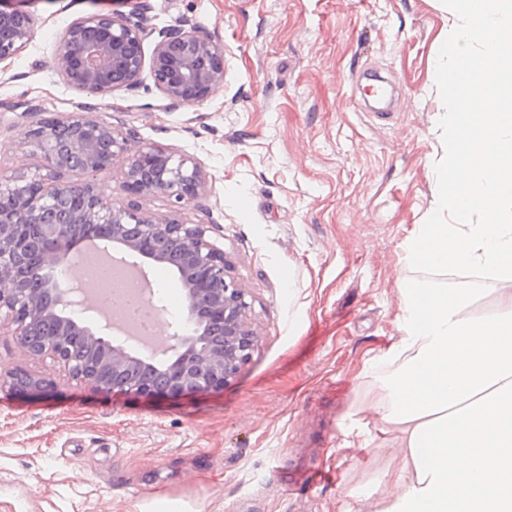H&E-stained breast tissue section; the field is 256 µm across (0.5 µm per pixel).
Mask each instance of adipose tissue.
I'll return each instance as SVG.
<instances>
[{
	"instance_id": "adipose-tissue-1",
	"label": "adipose tissue",
	"mask_w": 512,
	"mask_h": 512,
	"mask_svg": "<svg viewBox=\"0 0 512 512\" xmlns=\"http://www.w3.org/2000/svg\"><path fill=\"white\" fill-rule=\"evenodd\" d=\"M459 14L438 74L470 77L448 87L439 201L405 261L466 278L403 289L393 370L368 400L400 447L385 512H512V0H461Z\"/></svg>"
}]
</instances>
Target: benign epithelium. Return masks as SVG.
Returning <instances> with one entry per match:
<instances>
[{"mask_svg":"<svg viewBox=\"0 0 512 512\" xmlns=\"http://www.w3.org/2000/svg\"><path fill=\"white\" fill-rule=\"evenodd\" d=\"M41 18L0 5V64L31 43ZM153 39L150 57L144 43ZM71 88L103 99L141 83L149 69L156 89L172 102L193 105L224 82V49L188 22L144 27L117 11L90 13L65 29L54 59ZM38 150L43 172L0 177V324L31 356L49 357L69 374L103 393L180 397L224 387L248 360L257 341L249 322L247 293L230 275L224 251L212 243L208 225L159 219L143 202L164 194L181 208L206 192L208 181L190 158L155 146H131L127 136L88 112H56L26 131L21 154ZM121 163V190L134 200L119 204L89 183L63 179L69 171L87 175ZM107 238L123 253L173 264L183 287V312L169 347L143 359L112 342L106 330L87 325L93 307L84 288L54 282L80 244ZM50 384L22 371L0 377L11 393H45Z\"/></svg>","mask_w":512,"mask_h":512,"instance_id":"7a95c632","label":"benign epithelium"}]
</instances>
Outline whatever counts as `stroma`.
I'll list each match as a JSON object with an SVG mask.
<instances>
[{
    "label": "stroma",
    "instance_id": "1",
    "mask_svg": "<svg viewBox=\"0 0 512 512\" xmlns=\"http://www.w3.org/2000/svg\"><path fill=\"white\" fill-rule=\"evenodd\" d=\"M112 0H35L43 24L0 70V176L35 173L28 126L90 112L193 159L208 189L159 218L210 228L248 293L257 344L224 389L182 399L105 395L28 356L0 328V376L50 381L0 390V512H374L397 447L362 377L399 335L404 283L455 281L409 267L405 243L436 207L447 110L435 70L454 0H121L146 27L189 20L224 48V82L197 105L164 100L150 75L112 98L68 87L54 68L67 25ZM400 90L380 119L355 82ZM157 319L178 321V275L145 265ZM368 482L360 496L355 486ZM50 384L42 378H35L22 371L10 374L6 379L0 376V389L16 394L45 393Z\"/></svg>",
    "mask_w": 512,
    "mask_h": 512
}]
</instances>
